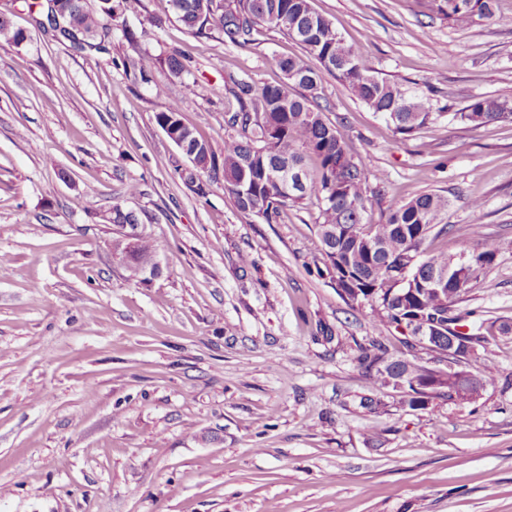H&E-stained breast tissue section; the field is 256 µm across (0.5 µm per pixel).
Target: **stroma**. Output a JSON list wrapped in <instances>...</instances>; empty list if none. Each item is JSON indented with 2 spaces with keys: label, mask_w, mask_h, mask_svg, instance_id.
Wrapping results in <instances>:
<instances>
[{
  "label": "stroma",
  "mask_w": 512,
  "mask_h": 512,
  "mask_svg": "<svg viewBox=\"0 0 512 512\" xmlns=\"http://www.w3.org/2000/svg\"><path fill=\"white\" fill-rule=\"evenodd\" d=\"M4 5L29 37L0 41V512H512V333L490 324L512 322V250L459 304L494 384L410 409L357 360L377 305L337 291L316 201L272 224L245 215L223 182L184 181L155 122L178 103L223 155L238 108L225 77L282 82L272 58L296 42L265 26L242 47L215 26L195 35L168 0H141L106 51L79 50L32 29L23 0ZM312 6L442 114L406 138L323 75L326 117L386 176L371 221L437 192L453 233L426 249L455 252L475 227L511 238L512 125L451 115L512 97V0L470 27L429 0ZM183 49L182 78L137 67ZM116 204L161 241L158 275L131 278L113 255ZM370 394L377 410L360 405Z\"/></svg>",
  "instance_id": "35a3bbf8"
}]
</instances>
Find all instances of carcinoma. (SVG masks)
I'll return each instance as SVG.
<instances>
[{
    "label": "carcinoma",
    "instance_id": "cac0c4a2",
    "mask_svg": "<svg viewBox=\"0 0 512 512\" xmlns=\"http://www.w3.org/2000/svg\"><path fill=\"white\" fill-rule=\"evenodd\" d=\"M171 10L187 30L200 34L208 25L222 29L229 42L245 46L252 41L256 27L278 28L297 41L301 55H278L275 66L285 82L255 89L245 81L231 80L228 87L239 103V111L226 121L229 132L224 137V156L217 161L211 146L201 143L202 155L195 172L184 178L198 184L202 176L224 181V191L236 208L272 223L288 206L314 198L320 205L318 233L324 256L333 270L336 288L351 301L370 300L380 308L376 329L387 330L391 324L409 332L403 341L406 353L390 359L385 370L375 367L388 357L385 343L375 337L359 348L358 360L374 372L377 387L391 386L402 393L411 409H424L434 399L469 403L445 374L447 386L430 387L426 381L435 371L423 364L419 350L448 358V337L458 336L478 344L484 339L480 328L467 334L458 331L469 312L458 304L466 287L476 280L496 256L512 250L509 238H488L480 232L461 239L457 252H424L429 239L448 234L451 200L439 193H420L392 210L386 220L372 224L368 219L372 200H380L386 178L382 171H370L354 161L347 143L336 125L326 119L318 102L322 74L327 72L373 112L382 115L395 132L411 135L436 123L441 113L432 111L426 99L408 94L398 84L377 75L365 54L349 45L332 22L318 13L311 0H169ZM38 8L32 16L34 27L48 34L46 24L59 18L80 31L82 44L102 49L112 38V25L103 18L114 17L112 0H101L91 8L86 0H35ZM430 7L449 22L466 26L495 16L497 0H431ZM28 33L0 15V40L20 44ZM186 54L180 51L165 57L144 56L139 61L143 71L160 68L170 78H179L186 70ZM453 118L474 126L489 123L512 124V101L499 97H478L453 113ZM161 128L189 129L180 117V107L170 104L156 113ZM314 160L308 168L307 158ZM302 175L298 192L288 193L277 180L283 169ZM376 181L372 195H367L369 179ZM161 243L152 235L139 239L131 262L159 253ZM467 256V267L451 265L454 257ZM450 275L448 287L440 292H423L420 283L434 276ZM429 324L428 347L417 342L421 321ZM471 377L484 386L494 382V372L481 359L463 366Z\"/></svg>",
    "mask_w": 512,
    "mask_h": 512
}]
</instances>
